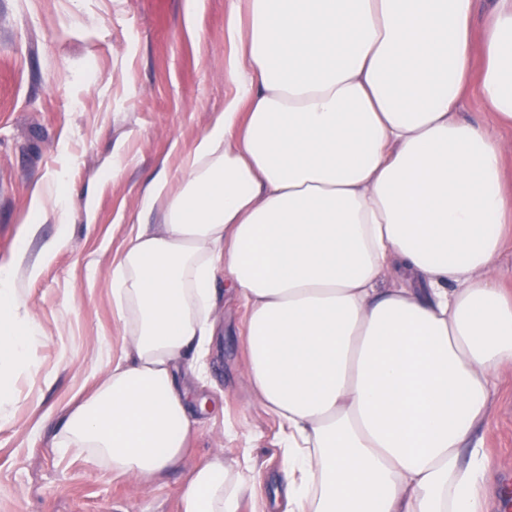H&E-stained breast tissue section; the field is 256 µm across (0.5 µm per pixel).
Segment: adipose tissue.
Wrapping results in <instances>:
<instances>
[{"label":"adipose tissue","instance_id":"obj_1","mask_svg":"<svg viewBox=\"0 0 512 512\" xmlns=\"http://www.w3.org/2000/svg\"><path fill=\"white\" fill-rule=\"evenodd\" d=\"M235 93L153 181L112 260L122 353L54 437L147 483L188 450L221 289L247 312L243 377L279 421L285 512H483L480 445L512 367L504 149L462 118L470 89L512 126V0H231ZM0 265V378L37 331ZM248 460L215 454L179 512H239Z\"/></svg>","mask_w":512,"mask_h":512}]
</instances>
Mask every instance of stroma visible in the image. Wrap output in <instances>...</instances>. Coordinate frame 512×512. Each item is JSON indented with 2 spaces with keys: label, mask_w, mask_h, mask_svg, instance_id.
<instances>
[{
  "label": "stroma",
  "mask_w": 512,
  "mask_h": 512,
  "mask_svg": "<svg viewBox=\"0 0 512 512\" xmlns=\"http://www.w3.org/2000/svg\"><path fill=\"white\" fill-rule=\"evenodd\" d=\"M230 0H0V265L25 232L35 187L59 179L64 212L50 211L31 242L66 244L22 303L37 324L32 367L14 376L0 422V512H178L193 468L209 456L250 452L258 512L281 469L279 422L241 377L245 312L220 299L222 331L202 387L183 462L151 484L100 470L86 455L60 456L53 438L79 391L91 390L123 326L112 302V259L140 214L144 189L175 180L182 155L235 92L224 64ZM490 458L486 512L512 496V369H504L484 428Z\"/></svg>",
  "instance_id": "35a3bbf8"
}]
</instances>
